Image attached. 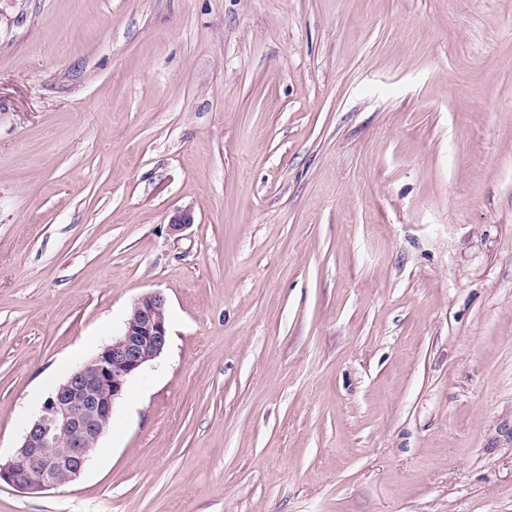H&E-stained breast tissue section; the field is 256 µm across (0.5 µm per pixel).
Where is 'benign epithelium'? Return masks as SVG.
<instances>
[{"instance_id":"benign-epithelium-1","label":"benign epithelium","mask_w":512,"mask_h":512,"mask_svg":"<svg viewBox=\"0 0 512 512\" xmlns=\"http://www.w3.org/2000/svg\"><path fill=\"white\" fill-rule=\"evenodd\" d=\"M193 223L190 211L176 210L168 226L178 234ZM167 342V300L146 293L131 306L121 334L44 400L14 456L0 462V483L30 492L78 478L108 430L128 378L158 358Z\"/></svg>"}]
</instances>
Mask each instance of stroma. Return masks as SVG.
Returning <instances> with one entry per match:
<instances>
[{"label": "stroma", "mask_w": 512, "mask_h": 512, "mask_svg": "<svg viewBox=\"0 0 512 512\" xmlns=\"http://www.w3.org/2000/svg\"><path fill=\"white\" fill-rule=\"evenodd\" d=\"M152 291L0 512H512V0H0L1 459ZM168 336L164 295L139 297L121 334L67 375L42 403L14 456L5 463L0 458V484L30 492L78 478L108 430L128 378L164 352Z\"/></svg>", "instance_id": "stroma-1"}]
</instances>
